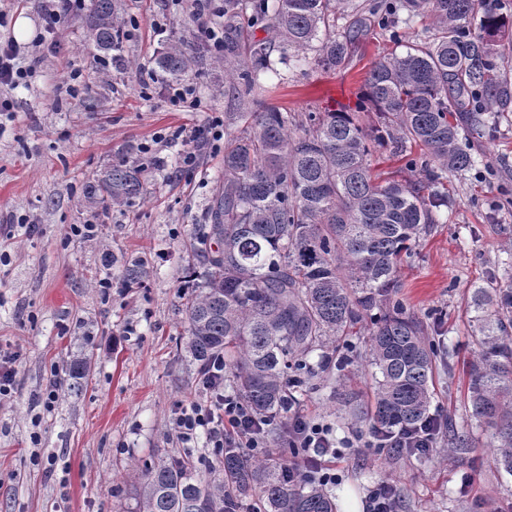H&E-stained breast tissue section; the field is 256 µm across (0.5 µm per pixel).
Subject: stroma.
Returning a JSON list of instances; mask_svg holds the SVG:
<instances>
[{
    "label": "stroma",
    "mask_w": 512,
    "mask_h": 512,
    "mask_svg": "<svg viewBox=\"0 0 512 512\" xmlns=\"http://www.w3.org/2000/svg\"><path fill=\"white\" fill-rule=\"evenodd\" d=\"M131 32L117 61L97 67L85 48L84 13L71 14L43 48L45 23L38 0H0L10 36L24 17L34 35L17 60L28 69L17 88H0L13 108L0 114V352L15 354L10 396L0 399V512H125V488L143 461L191 458L208 475L216 456L204 431L182 441L175 422L182 409L211 401L198 367L185 351L180 311L187 267L205 223L215 182L224 169V144L202 145L197 163L181 164L172 131L208 132L240 105L224 79L218 55L197 37L198 21L185 0H116ZM259 0H240L220 24L237 43L239 58L269 38ZM165 26L155 34L152 23ZM183 40L203 63L181 77L197 105L175 107L163 95L171 79L152 57ZM384 31L353 50L343 68L325 71L307 51L288 63L273 61L257 96L292 113L352 110L372 64L398 52ZM99 68L100 79L70 96V71ZM493 135L468 137L477 160L469 172L448 173L451 207L438 211L415 256L400 270L398 299L431 326L451 371L435 378L430 412L461 422L474 448L451 454L440 432L424 458L398 457L382 448L359 413L374 398L375 369L367 336L350 337L342 370L306 378L298 412L324 425L347 456L327 490L337 512H367L380 483L397 488L401 512H512V475L494 463L493 431L465 421L467 364L474 351L466 308L477 288L512 270V96L496 115ZM141 166L146 193L135 203L101 210L85 197L93 175L111 165ZM493 168L495 181L483 176ZM90 224V235L77 227ZM144 261L143 287L122 281L125 261ZM84 378L69 375L73 361ZM58 381V398L41 396Z\"/></svg>",
    "instance_id": "obj_1"
}]
</instances>
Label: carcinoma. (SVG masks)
I'll return each mask as SVG.
<instances>
[{
	"mask_svg": "<svg viewBox=\"0 0 512 512\" xmlns=\"http://www.w3.org/2000/svg\"><path fill=\"white\" fill-rule=\"evenodd\" d=\"M344 2L276 0L270 41L253 47L245 67L236 60L237 44L224 43V72L239 81L240 103L252 102L273 48L282 61L313 48L318 66L336 70L374 29L398 37L402 8L431 13L436 30L367 73L364 99L382 118L371 134L349 112L296 116L262 106L233 113L249 123L224 137V180L208 208L206 247L189 267L200 283L183 304L186 348L202 372L224 360L238 398L269 423L297 404L298 375L311 371L310 353L367 326L371 365L380 374L370 430L415 433L438 427L430 414L438 348L423 320L396 299L399 269L435 223L433 210L448 206L443 173L476 167L462 134L495 129L486 112L507 96L506 73L495 58L512 47L502 44L512 14L493 0H373L351 15L342 38H333L329 30ZM85 26L95 59L104 63L122 49L113 0H91ZM155 63L178 78L192 57L178 40ZM290 126L302 135L291 137ZM415 146L422 150L417 159ZM378 147L420 166L424 179L378 180L371 168ZM142 172L116 164L89 181L85 195L105 211L128 206L144 195ZM147 277L143 261L125 263L126 285L140 286ZM472 303L470 417L495 429L494 461L512 475V281L476 289ZM219 463L223 475L205 479L180 457L144 462L126 491L127 512H241L251 498L254 512H336L318 482L288 480L286 462L257 461L229 446Z\"/></svg>",
	"mask_w": 512,
	"mask_h": 512,
	"instance_id": "obj_1",
	"label": "carcinoma"
}]
</instances>
